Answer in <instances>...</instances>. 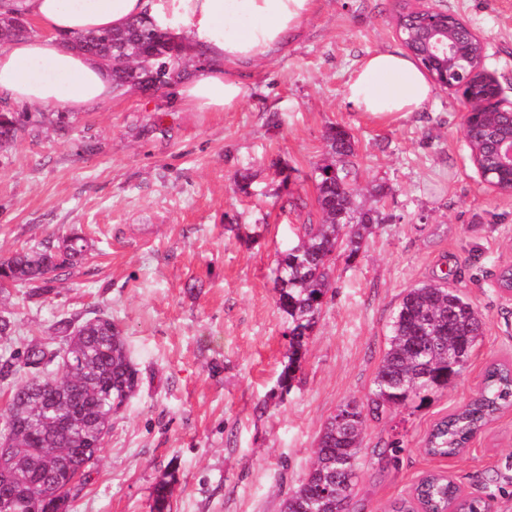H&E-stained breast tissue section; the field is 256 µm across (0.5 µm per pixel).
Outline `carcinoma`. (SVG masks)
<instances>
[{
  "label": "carcinoma",
  "instance_id": "cac0c4a2",
  "mask_svg": "<svg viewBox=\"0 0 512 512\" xmlns=\"http://www.w3.org/2000/svg\"><path fill=\"white\" fill-rule=\"evenodd\" d=\"M28 33L25 13L0 0V46ZM164 34L144 20L117 30L90 31L68 38L112 74L119 90H162L189 75L193 59L175 45L176 53L152 57ZM33 124L28 112H0V145L22 137ZM330 160L314 169L318 224L303 225L298 242L282 250L274 280L279 308L291 319L292 354L280 379L287 387L302 357L305 332L312 331L331 289L329 270L341 250L354 258L366 236L382 221L378 207L355 206V143L341 126L323 134ZM86 239L73 233L46 239L37 245L0 257V280L25 289L31 303H41L56 288L60 277L85 259ZM52 337L11 348L16 332L13 317L0 311V383L9 390L0 412V435L9 422L10 451L0 455V487L12 496L0 499V512H69L71 480L79 469L88 470L99 460L112 420L115 402L136 391L138 369L125 336L104 314H79L56 318ZM484 323L472 304L457 290L426 282L404 293L391 324L389 346L374 379L371 412L405 406L414 399L448 387L467 364L483 336ZM453 348L462 364L448 363L446 348ZM512 406V368L492 365L478 393L464 406L438 422L427 438L425 451L432 456H454L469 437L502 410ZM72 414L68 425H56L61 413ZM366 429L365 405L359 404L347 427L331 417L324 427L305 478L289 490L281 512H336V502L350 501L358 475L336 477V458L346 457L359 468V448ZM174 479L162 480L154 491L152 512H169ZM421 512H446L455 507L482 512L479 499H466L445 476L429 474L415 488Z\"/></svg>",
  "mask_w": 512,
  "mask_h": 512
}]
</instances>
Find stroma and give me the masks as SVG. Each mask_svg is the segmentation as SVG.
<instances>
[{
    "mask_svg": "<svg viewBox=\"0 0 512 512\" xmlns=\"http://www.w3.org/2000/svg\"><path fill=\"white\" fill-rule=\"evenodd\" d=\"M424 4L483 39V67L512 103V0ZM401 7L317 0L277 54L238 70L246 94L229 110L185 112L173 93L133 88L67 113L63 129L0 147V256L73 232L88 241L86 263L45 302L0 295L17 322L13 347L48 339L57 316L100 312L122 329L139 371L70 512H151L169 472L172 512H280L337 408L370 397L405 291L442 278L470 300L484 335L430 401L367 419L351 508L390 512L441 472L492 512H512V407L457 456L423 450L490 364L512 365V299L496 286L512 264V193L489 188L472 163L458 93L433 87L400 119L367 116L344 97L364 57L403 51ZM332 125L353 136L359 199L384 220L354 261L337 254L285 391L289 321L273 269L301 225L321 221L313 170Z\"/></svg>",
    "mask_w": 512,
    "mask_h": 512,
    "instance_id": "obj_1",
    "label": "stroma"
}]
</instances>
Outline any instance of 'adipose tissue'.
I'll use <instances>...</instances> for the list:
<instances>
[{"instance_id":"adipose-tissue-1","label":"adipose tissue","mask_w":512,"mask_h":512,"mask_svg":"<svg viewBox=\"0 0 512 512\" xmlns=\"http://www.w3.org/2000/svg\"><path fill=\"white\" fill-rule=\"evenodd\" d=\"M40 28L0 49V94L30 106L58 105L82 112L115 94L108 72L63 39L89 30L115 29L146 17L202 56L204 73L177 84L188 112H221L244 94L239 66L258 64L281 49L313 12L316 0H17ZM358 111L378 118L404 117L431 97L426 74L411 57L388 50L369 54L346 83Z\"/></svg>"}]
</instances>
